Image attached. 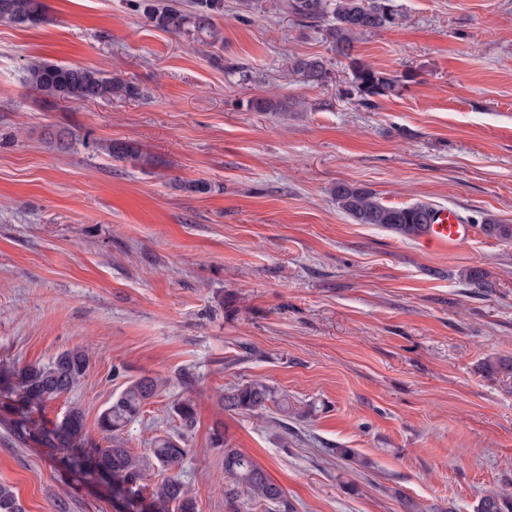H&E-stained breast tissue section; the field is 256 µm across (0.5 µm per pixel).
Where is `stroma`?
Returning a JSON list of instances; mask_svg holds the SVG:
<instances>
[{
    "label": "stroma",
    "mask_w": 512,
    "mask_h": 512,
    "mask_svg": "<svg viewBox=\"0 0 512 512\" xmlns=\"http://www.w3.org/2000/svg\"><path fill=\"white\" fill-rule=\"evenodd\" d=\"M49 20L0 22V366L81 346L85 377L41 419L81 408L89 438L127 382L165 390L123 432L143 454L196 423L177 471L198 512H230L215 426L294 512H474L512 495V243L474 231L441 250L358 224L336 183L387 205L454 208L512 224V0H395L402 18L356 53L401 77L364 106L348 60L277 0H224L222 40L158 28L143 0H44ZM330 61L305 83L290 63ZM100 68L140 97L48 107L29 59ZM272 97L286 110L252 112ZM120 142L135 157L113 158ZM204 184L201 192L189 190ZM486 272L472 293L463 275ZM258 379L298 415L220 408ZM354 449L366 467L336 457ZM0 483L25 512H114L46 448L0 426ZM475 512H512V497L489 493L481 496Z\"/></svg>",
    "instance_id": "obj_1"
}]
</instances>
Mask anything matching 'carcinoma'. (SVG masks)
I'll return each instance as SVG.
<instances>
[{
  "mask_svg": "<svg viewBox=\"0 0 512 512\" xmlns=\"http://www.w3.org/2000/svg\"><path fill=\"white\" fill-rule=\"evenodd\" d=\"M223 0H192L190 9L176 3L147 0L145 15L160 28L176 35L214 44L222 40L213 16L223 9ZM283 7L303 26L319 28L336 56L349 61L352 86L363 100L388 96L398 91L400 79L377 70L355 55L358 41L367 33L383 30L399 21L394 0H285ZM46 5L42 0H0V22L33 26L44 21ZM292 71L312 85L322 86L330 79L326 61L321 57L298 58ZM27 81L44 98L71 103L93 102L112 95L136 98L137 85L118 75L91 67L71 66L32 59L26 65ZM255 112H276L283 103L257 97L249 101ZM333 196L339 209L357 224H374L404 237L425 233L433 208L416 203L390 206L365 185L338 183ZM488 237L512 242V224H500L493 218L482 222ZM90 362L85 349L73 348L58 354L45 365H25L0 370V397L5 417L0 421L22 446L36 445L60 453L58 462L75 478L87 483L112 486V497L120 502L117 512H197L196 500L179 475L169 474L153 489L143 483L145 472L153 465L164 470L178 466L189 453L184 435L159 436L142 456L124 446L122 433L136 420L148 402L158 396L165 382L143 375L127 383L112 398L98 421L106 442L98 446L89 440L83 412L72 407L62 417L37 421L31 414L70 391L80 382ZM273 404L283 416L295 413L288 394L261 380H249L224 392L221 405L226 411L254 413ZM181 426L188 431L196 422V410L189 397L172 404ZM211 444L224 449V477L228 479L225 496L234 503H275L283 512H292L282 488L274 483L252 457L229 446L224 431L214 428ZM0 512H25L12 487L0 484ZM476 512H512V497L489 493L481 496Z\"/></svg>",
  "mask_w": 512,
  "mask_h": 512,
  "instance_id": "cac0c4a2",
  "label": "carcinoma"
}]
</instances>
